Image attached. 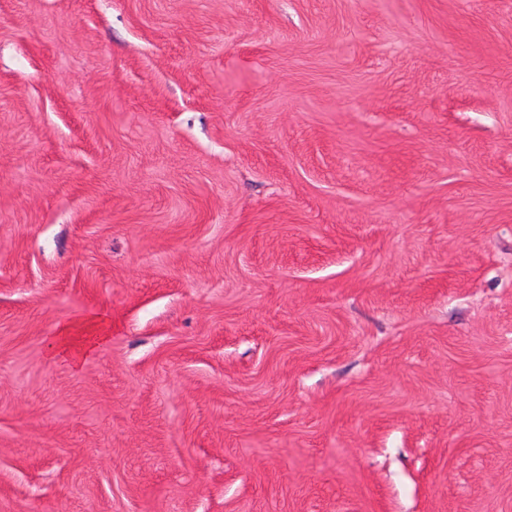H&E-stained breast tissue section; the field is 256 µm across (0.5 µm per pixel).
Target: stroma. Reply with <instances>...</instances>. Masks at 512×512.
<instances>
[{
  "instance_id": "35a3bbf8",
  "label": "stroma",
  "mask_w": 512,
  "mask_h": 512,
  "mask_svg": "<svg viewBox=\"0 0 512 512\" xmlns=\"http://www.w3.org/2000/svg\"><path fill=\"white\" fill-rule=\"evenodd\" d=\"M0 512H512V0H0ZM84 336H71L73 339L66 343L54 338L50 344L52 352L65 356L73 366L77 367L81 362L108 336L103 335V329L97 321H91L83 327Z\"/></svg>"
}]
</instances>
